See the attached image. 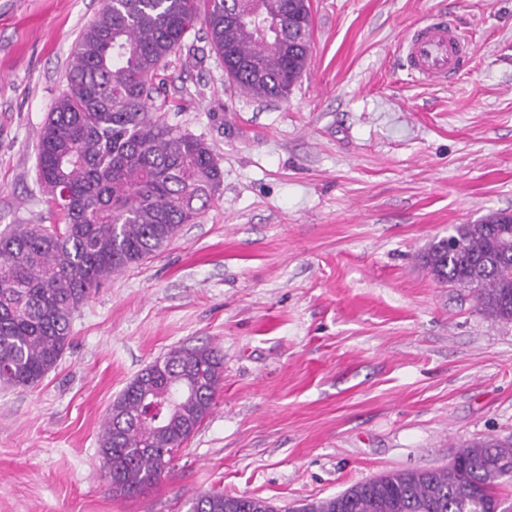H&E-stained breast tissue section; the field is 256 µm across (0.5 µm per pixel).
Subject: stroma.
I'll list each match as a JSON object with an SVG mask.
<instances>
[{"label": "stroma", "instance_id": "35a3bbf8", "mask_svg": "<svg viewBox=\"0 0 512 512\" xmlns=\"http://www.w3.org/2000/svg\"><path fill=\"white\" fill-rule=\"evenodd\" d=\"M105 0H0V230L53 222L39 131ZM307 67L287 101L242 94L204 24L156 103L209 144L218 198L157 255L72 315L36 386L0 387V512H188L208 491L285 512L450 445L512 439V323L433 279L430 243L512 213V0H310ZM474 40L448 86L399 46L431 15ZM224 357L212 413L173 470L113 497L101 423L179 346Z\"/></svg>", "mask_w": 512, "mask_h": 512}]
</instances>
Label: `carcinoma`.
Here are the masks:
<instances>
[{
    "instance_id": "obj_1",
    "label": "carcinoma",
    "mask_w": 512,
    "mask_h": 512,
    "mask_svg": "<svg viewBox=\"0 0 512 512\" xmlns=\"http://www.w3.org/2000/svg\"><path fill=\"white\" fill-rule=\"evenodd\" d=\"M202 21L238 90L285 99L306 68L310 0H106L81 33L68 90L39 134L38 176L58 221L0 233V386L28 387L62 358L73 312L112 274L160 252L214 203L223 172L201 138L155 105L165 62ZM441 283L467 288L489 317L512 322V213L491 212L423 257ZM223 356L208 345L154 361L110 407L99 438L115 497L171 469L209 416ZM452 468L393 471L289 512H512V442L450 446ZM188 512H275L262 498L202 493Z\"/></svg>"
}]
</instances>
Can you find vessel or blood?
Masks as SVG:
<instances>
[{"mask_svg":"<svg viewBox=\"0 0 512 512\" xmlns=\"http://www.w3.org/2000/svg\"><path fill=\"white\" fill-rule=\"evenodd\" d=\"M400 49L410 75L425 84L449 83L470 65L474 55L471 41L439 16L415 28Z\"/></svg>","mask_w":512,"mask_h":512,"instance_id":"1","label":"vessel or blood"}]
</instances>
